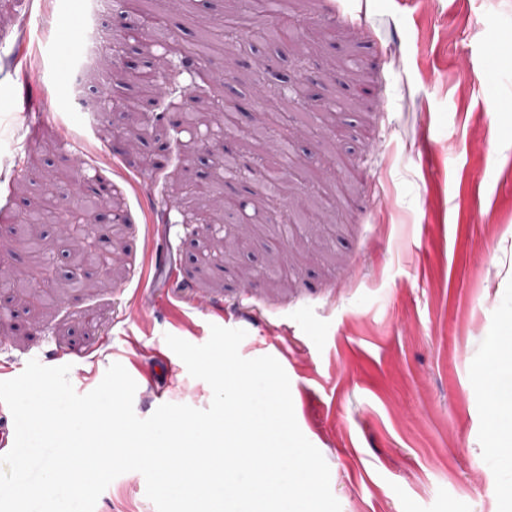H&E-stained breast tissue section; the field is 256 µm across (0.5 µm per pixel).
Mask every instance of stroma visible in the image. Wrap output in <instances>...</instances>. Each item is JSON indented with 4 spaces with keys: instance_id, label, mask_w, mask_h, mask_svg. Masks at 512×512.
<instances>
[{
    "instance_id": "obj_1",
    "label": "stroma",
    "mask_w": 512,
    "mask_h": 512,
    "mask_svg": "<svg viewBox=\"0 0 512 512\" xmlns=\"http://www.w3.org/2000/svg\"><path fill=\"white\" fill-rule=\"evenodd\" d=\"M123 9L115 0L94 68L76 59L60 82L52 49L93 24L91 0H0V268L49 271L36 294L53 301L0 294V359L70 365L81 395L96 386L85 370L152 369L135 378L146 418L212 400L166 335L201 345L211 325L242 329V357L284 368L341 512H512V0H278L264 20L298 28L312 48L302 67L294 46L256 45L245 25L228 45L235 0H144L138 43L118 28ZM200 16L214 25L200 65L218 82L206 92L181 64ZM161 53L165 84L113 81V67ZM286 84L304 87L323 129L296 151L314 167L335 150L349 162L316 186L292 172L293 197L338 201L339 217L297 225L281 247L269 227L283 208L247 204L262 170L239 141L246 117L191 132L181 115L190 105L219 118L225 100ZM130 107L146 127L135 147ZM221 153L239 176H218ZM25 169L34 177L21 191ZM80 180L67 218L84 223L85 200H98L97 233L119 257L106 277L74 265L64 225L40 226L48 257L18 233L33 205L56 207ZM215 181L230 205L209 217L196 190ZM237 235V249L209 247ZM95 512L156 508L132 471Z\"/></svg>"
}]
</instances>
